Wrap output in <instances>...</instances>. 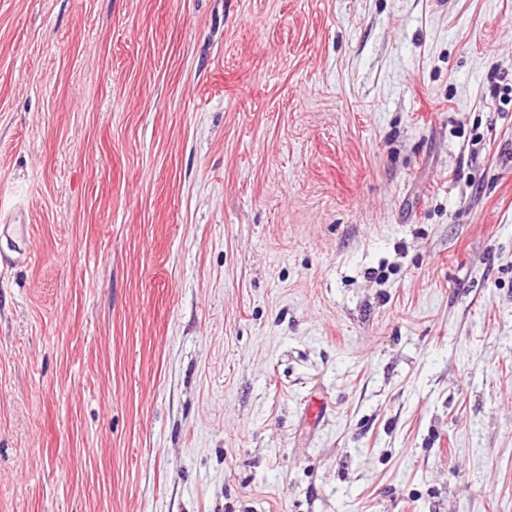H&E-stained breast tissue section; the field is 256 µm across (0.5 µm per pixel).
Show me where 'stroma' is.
Segmentation results:
<instances>
[{"mask_svg": "<svg viewBox=\"0 0 512 512\" xmlns=\"http://www.w3.org/2000/svg\"><path fill=\"white\" fill-rule=\"evenodd\" d=\"M18 207L0 512H512V0H0Z\"/></svg>", "mask_w": 512, "mask_h": 512, "instance_id": "1", "label": "stroma"}]
</instances>
